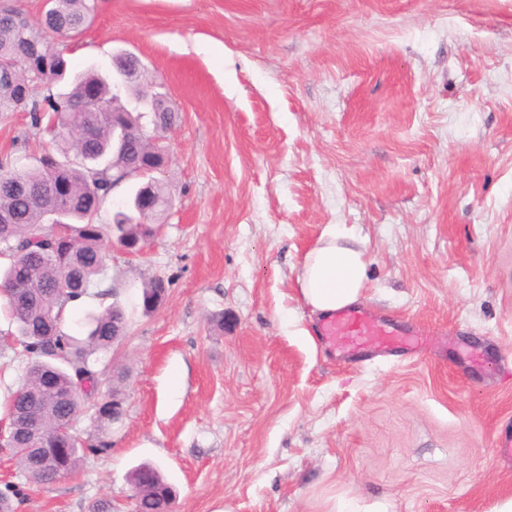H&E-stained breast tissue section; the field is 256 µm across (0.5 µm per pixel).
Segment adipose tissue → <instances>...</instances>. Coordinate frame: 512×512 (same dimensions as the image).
Returning <instances> with one entry per match:
<instances>
[{"label":"adipose tissue","mask_w":512,"mask_h":512,"mask_svg":"<svg viewBox=\"0 0 512 512\" xmlns=\"http://www.w3.org/2000/svg\"><path fill=\"white\" fill-rule=\"evenodd\" d=\"M366 276L365 242L329 230L307 252L297 283L313 312L325 317L357 303Z\"/></svg>","instance_id":"1"}]
</instances>
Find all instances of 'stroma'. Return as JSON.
I'll list each match as a JSON object with an SVG mask.
<instances>
[{
    "label": "stroma",
    "mask_w": 512,
    "mask_h": 512,
    "mask_svg": "<svg viewBox=\"0 0 512 512\" xmlns=\"http://www.w3.org/2000/svg\"><path fill=\"white\" fill-rule=\"evenodd\" d=\"M63 52L139 59L174 110L171 207L101 283L130 318L99 361L128 371L111 451L43 486L0 447L17 512H133L142 463L176 512L512 497V0H97ZM331 226L367 244L360 307L419 347L318 339L296 277ZM142 291L141 302L139 307L143 314L147 315L155 311L162 299H166L167 288L164 280L154 279L151 280Z\"/></svg>",
    "instance_id": "obj_1"
}]
</instances>
